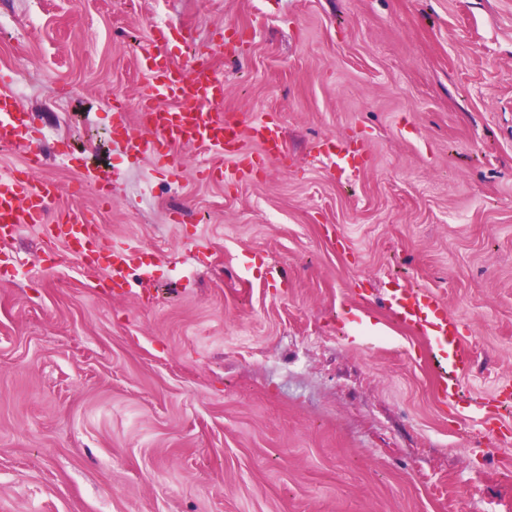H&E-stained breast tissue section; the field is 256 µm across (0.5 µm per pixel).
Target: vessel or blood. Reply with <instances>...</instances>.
I'll list each match as a JSON object with an SVG mask.
<instances>
[{"instance_id":"obj_1","label":"vessel or blood","mask_w":512,"mask_h":512,"mask_svg":"<svg viewBox=\"0 0 512 512\" xmlns=\"http://www.w3.org/2000/svg\"><path fill=\"white\" fill-rule=\"evenodd\" d=\"M172 36L169 27H153L141 47L149 88L140 102L137 127L125 139L126 151L161 158L175 147L202 148L227 160V167L208 169L211 177L220 179L251 176L257 161L282 154L283 142L273 119L260 118L244 128L222 111L224 79L218 71L209 66L172 65L166 52ZM164 99L171 101V108L161 107ZM27 128L14 97L0 89V145L25 150L23 167L0 176V240H9L21 226L40 225L47 237L63 239L68 246L67 253L57 256V264L76 257L83 265L104 267L110 288H123L128 269L140 258V249L102 242L92 213L77 209L49 215L48 206L57 197L58 187L54 181L36 176L41 151L28 140ZM247 139L257 144V153L245 151ZM319 152L340 161L348 174H356L362 167L339 142L325 141ZM389 307L396 322L430 341L435 357L447 364L439 395L442 403H454L459 377L471 364L459 320L449 315L444 301L425 289L395 286L389 291Z\"/></svg>"}]
</instances>
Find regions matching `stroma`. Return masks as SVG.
<instances>
[{"instance_id": "35a3bbf8", "label": "stroma", "mask_w": 512, "mask_h": 512, "mask_svg": "<svg viewBox=\"0 0 512 512\" xmlns=\"http://www.w3.org/2000/svg\"><path fill=\"white\" fill-rule=\"evenodd\" d=\"M157 25L279 160L228 183L124 151ZM0 70L51 212L143 252L111 295L38 227L0 246V512H512V0H0ZM390 280L460 320L464 402ZM319 154L329 160L336 159L341 162L349 176H353L361 170L362 164L356 161L355 155H351L348 147L337 141L328 140L319 146Z\"/></svg>"}]
</instances>
